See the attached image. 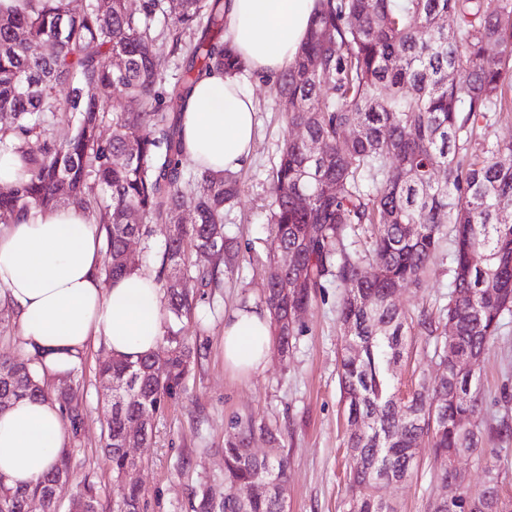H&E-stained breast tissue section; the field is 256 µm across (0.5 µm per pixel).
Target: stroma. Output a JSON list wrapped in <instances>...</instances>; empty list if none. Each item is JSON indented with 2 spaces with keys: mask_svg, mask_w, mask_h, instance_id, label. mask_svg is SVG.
<instances>
[{
  "mask_svg": "<svg viewBox=\"0 0 512 512\" xmlns=\"http://www.w3.org/2000/svg\"><path fill=\"white\" fill-rule=\"evenodd\" d=\"M240 86L253 102L256 127L251 157L238 171L240 196L224 212L239 264L224 267L217 287L196 291V315L183 323L196 352L186 390L154 414L151 438L133 450L139 462L133 477L141 487L144 512H191L200 489L223 493L224 440L232 420L249 419L281 434L279 446L262 436L252 446L261 455L287 456L288 512H345L347 423L337 377L341 289H325L301 312L302 333L287 356L270 354L265 367L248 377L224 365V321L243 306L261 305L271 270L274 244L266 222L271 170L283 140L303 136L277 112L274 82L248 74ZM449 250L442 245L422 281L402 289L397 301L403 308L438 313L448 291ZM106 355L105 347L90 346L66 377L82 398V426L68 434L65 448L74 481L97 482L102 512H113L122 488L104 451L108 406L95 373ZM474 383L482 393L483 442L476 453L456 458L455 466L473 486L482 485L487 472L498 473L500 499L512 512V315H504ZM432 459L430 442L421 441L410 479L384 486L382 497L399 512H428L429 502L443 493L428 473Z\"/></svg>",
  "mask_w": 512,
  "mask_h": 512,
  "instance_id": "1",
  "label": "stroma"
}]
</instances>
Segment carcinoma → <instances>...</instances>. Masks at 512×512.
<instances>
[{"instance_id":"cac0c4a2","label":"carcinoma","mask_w":512,"mask_h":512,"mask_svg":"<svg viewBox=\"0 0 512 512\" xmlns=\"http://www.w3.org/2000/svg\"><path fill=\"white\" fill-rule=\"evenodd\" d=\"M27 2L23 12H0V153L18 154L22 171L17 184L0 191V215L9 223L33 209L93 211L113 279L146 260L129 259L130 236L148 235L149 222L171 225L155 256L166 355L112 357L97 371L123 382L106 419L105 450L118 473L127 430L184 389L193 362L178 325L191 315L194 294L174 287L171 274L210 288L234 246L224 210L236 201L239 181L230 171L185 169L184 105L205 73L238 77L248 68L224 39L225 0H182L166 32L156 28L164 0H140L135 9L128 0ZM446 15L456 19L455 28L441 24ZM164 33L180 69L166 94L165 65L151 49ZM49 41L55 51L45 55L40 46ZM276 84L287 124L305 136L281 146L268 223L275 249L294 255L297 265L266 282L261 297L286 355L301 332L298 315L317 292L343 289L338 377L348 421V512H397L379 490L409 479L423 438L432 442V477L440 483L458 480L454 458L480 447L475 365L512 313V142L472 152L480 123L512 106V0H316L307 37ZM59 87L67 89L63 99L55 95ZM91 88L118 89L124 97L109 110ZM60 123L68 132L56 137L50 127ZM308 141L322 144L320 158L309 154ZM321 183L336 191L316 193ZM301 193L311 196L305 208L295 203ZM133 210L142 222H130ZM361 224L375 225L371 276L350 250ZM450 231L451 281L440 307L456 327L448 335L433 320L404 311L397 296L420 281ZM200 250L210 252L212 266L192 263L191 253ZM476 250L484 255L480 267L470 262ZM416 325L435 337L441 375L432 384L420 377L401 398L396 369L411 352ZM450 352L460 356L459 365L448 363ZM160 359L162 373L155 369ZM8 393L55 399L78 433L77 391L51 387L35 360H0V396ZM231 425L224 500L215 503L203 490L195 512H285L288 457L257 456L252 421ZM69 471L64 452L31 488L0 482V512H26L35 496L47 512H59ZM82 484L88 509L100 512L96 483L86 477ZM242 484L263 492L244 501L236 493ZM460 486L453 505L435 499L430 512H503L498 474L488 471L478 491Z\"/></svg>"}]
</instances>
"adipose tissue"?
Returning a JSON list of instances; mask_svg holds the SVG:
<instances>
[{"mask_svg": "<svg viewBox=\"0 0 512 512\" xmlns=\"http://www.w3.org/2000/svg\"><path fill=\"white\" fill-rule=\"evenodd\" d=\"M315 0H227L225 23L247 67L276 76L304 39ZM185 156L216 173L249 159L255 112L236 79L216 72L199 79L182 114ZM103 233L81 209L59 206L0 225V303L18 319L25 348L48 376L70 372L90 345L103 343L131 361L154 353L166 315L152 274L135 272L104 284ZM272 338L267 311H236L224 324V363L249 374L262 369ZM57 403L15 400L0 412V477L33 486L64 448Z\"/></svg>", "mask_w": 512, "mask_h": 512, "instance_id": "ef3b65f1", "label": "adipose tissue"}]
</instances>
